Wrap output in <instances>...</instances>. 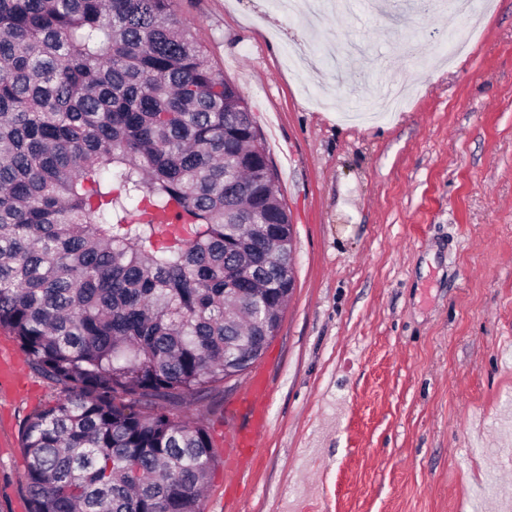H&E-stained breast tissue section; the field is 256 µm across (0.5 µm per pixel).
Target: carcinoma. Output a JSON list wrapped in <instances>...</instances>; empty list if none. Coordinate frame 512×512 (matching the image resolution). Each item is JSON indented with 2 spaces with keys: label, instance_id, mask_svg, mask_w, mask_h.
<instances>
[{
  "label": "carcinoma",
  "instance_id": "obj_1",
  "mask_svg": "<svg viewBox=\"0 0 512 512\" xmlns=\"http://www.w3.org/2000/svg\"><path fill=\"white\" fill-rule=\"evenodd\" d=\"M266 156L175 0H0V330L58 389L21 428L29 512H204L211 438L170 408L281 322Z\"/></svg>",
  "mask_w": 512,
  "mask_h": 512
}]
</instances>
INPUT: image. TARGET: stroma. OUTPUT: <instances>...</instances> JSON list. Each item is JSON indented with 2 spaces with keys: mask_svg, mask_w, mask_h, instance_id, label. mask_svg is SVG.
I'll list each match as a JSON object with an SVG mask.
<instances>
[{
  "mask_svg": "<svg viewBox=\"0 0 512 512\" xmlns=\"http://www.w3.org/2000/svg\"><path fill=\"white\" fill-rule=\"evenodd\" d=\"M177 0L244 94L295 231L296 288L255 363L270 429L204 512H512V0ZM474 31L469 52L448 49ZM403 84L400 112H381ZM0 390V512H27L24 419L57 389L18 354ZM244 374L175 408L219 457Z\"/></svg>",
  "mask_w": 512,
  "mask_h": 512,
  "instance_id": "35a3bbf8",
  "label": "stroma"
}]
</instances>
